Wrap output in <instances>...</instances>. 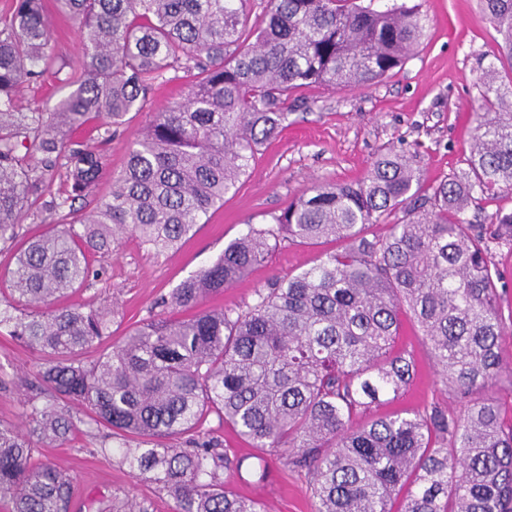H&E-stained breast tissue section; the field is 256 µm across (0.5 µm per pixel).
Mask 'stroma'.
<instances>
[{
    "instance_id": "stroma-1",
    "label": "stroma",
    "mask_w": 512,
    "mask_h": 512,
    "mask_svg": "<svg viewBox=\"0 0 512 512\" xmlns=\"http://www.w3.org/2000/svg\"><path fill=\"white\" fill-rule=\"evenodd\" d=\"M419 5L427 18L426 37L401 68L381 82L361 89L327 90L318 86L295 91L301 105L288 117L276 139L261 146L236 191L213 208L206 223L180 249L156 257L135 238H125L104 263L101 281L64 297L70 306H113L112 341L149 318L161 297L213 262L246 224L269 222L307 189L321 184L362 179L375 157L386 150L416 154L426 183L443 179L460 168L468 152L476 114L482 103L483 72L499 54L500 37L485 17L479 0H406ZM49 21L51 67L67 65L82 71L84 57L78 23L56 10L55 0H43ZM185 83L172 80L152 91L143 111L132 113L123 130L104 147V167L97 187L106 194L113 176L123 168L131 142L170 103L183 97ZM332 242L293 244L281 241L266 261L224 293L209 297L205 307H238L252 302L256 290L278 276L294 274L335 250ZM398 349L413 355L418 374L392 402L372 407L370 416L438 406L451 413L466 408L453 389L444 387L419 328L403 316ZM500 354L504 371L488 390L474 399L493 397L504 420H512V333L503 336ZM42 356L10 336L0 334V424L25 427L27 396L36 392L33 374ZM103 433L77 424L65 445L37 449L38 461L68 468L75 476L68 512H96L100 500L113 494L151 500L154 512H171L173 503L147 483L134 478L118 459L104 458ZM243 496L268 505L270 512H313L306 472L271 459L265 482L242 472L232 482Z\"/></svg>"
}]
</instances>
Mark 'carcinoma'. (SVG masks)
Returning <instances> with one entry per match:
<instances>
[{"instance_id": "1", "label": "carcinoma", "mask_w": 512, "mask_h": 512, "mask_svg": "<svg viewBox=\"0 0 512 512\" xmlns=\"http://www.w3.org/2000/svg\"><path fill=\"white\" fill-rule=\"evenodd\" d=\"M80 23L82 72L50 77L73 90L52 112L13 101L41 83L50 56L43 0H16L0 16V240L19 236L28 211L58 216L29 237L10 270L0 333L48 359L28 426L0 424V499L11 512H67L72 477L36 462V447L64 442L75 424L112 430L135 478L174 501V512H267L234 493L246 458L204 426L211 413L252 442L250 468L268 457L304 470L314 512H512V425L491 398L454 415L434 406L354 423L361 407L399 397L414 358L395 348L401 315L425 336L440 381L466 398L503 370V319L493 249L512 248V212L471 224L470 206L512 189V0H480L501 36L507 69L484 71L467 169L423 188L416 156L381 154L355 183L317 185L272 222L245 231L162 304L197 308L264 262L283 240L340 248L277 277L235 309L181 320L153 318L92 361L81 355L111 336L114 309L60 306L57 298L103 275L127 235L156 254L177 247L247 173L274 138L302 86L366 88L401 67L425 35L416 5L386 9L357 0H264L248 25L247 0H57ZM170 71L186 97L156 113L132 142L109 194L94 195L100 150L75 138L104 119L99 144L142 111ZM39 165H25V155ZM41 203L34 211L32 205ZM388 225L387 234L368 232ZM102 512H153L112 495Z\"/></svg>"}]
</instances>
